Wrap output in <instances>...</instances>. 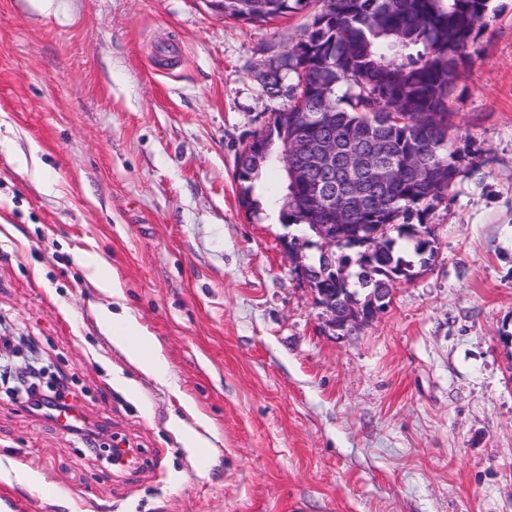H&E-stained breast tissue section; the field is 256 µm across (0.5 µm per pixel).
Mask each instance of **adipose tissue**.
<instances>
[{"label":"adipose tissue","instance_id":"ef3b65f1","mask_svg":"<svg viewBox=\"0 0 512 512\" xmlns=\"http://www.w3.org/2000/svg\"><path fill=\"white\" fill-rule=\"evenodd\" d=\"M101 319L114 344L131 362L159 382H167L168 370L164 358L160 352L149 347L146 338L137 329L131 317H120L105 310L101 313Z\"/></svg>","mask_w":512,"mask_h":512}]
</instances>
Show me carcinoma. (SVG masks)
Returning a JSON list of instances; mask_svg holds the SVG:
<instances>
[{
	"mask_svg": "<svg viewBox=\"0 0 512 512\" xmlns=\"http://www.w3.org/2000/svg\"><path fill=\"white\" fill-rule=\"evenodd\" d=\"M321 2L303 37L288 50L284 69L297 78L290 87L288 121L314 136L331 135L342 147L352 135L364 142L385 140L389 151L377 162L380 174L385 168L398 169L410 155L421 156L427 167L422 184L402 177L377 180L368 169L355 173L357 181H376L370 208L352 220L367 228L345 233V245L356 250L336 255V273L327 271L320 257L309 265L319 302L333 300L359 309L378 298L380 289L393 287V278H413V262L403 256L399 241L424 265L434 255L435 239L424 237L422 225L407 218L444 199L464 173L463 159L452 150L455 125L448 103L459 70L478 55V38L489 27V0ZM307 5L308 0H224V17L263 23ZM291 129L269 131V159L282 154ZM260 167L243 154L238 157L236 178L249 213L258 207L252 181ZM339 192L335 182L297 185L283 201L284 221L312 224L310 207L303 203L310 197L324 209L321 223H336L327 208ZM350 268L366 291L363 301L351 288Z\"/></svg>",
	"mask_w": 512,
	"mask_h": 512,
	"instance_id": "carcinoma-1",
	"label": "carcinoma"
}]
</instances>
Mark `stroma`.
<instances>
[{
  "mask_svg": "<svg viewBox=\"0 0 512 512\" xmlns=\"http://www.w3.org/2000/svg\"><path fill=\"white\" fill-rule=\"evenodd\" d=\"M313 15L0 0V336L14 372L37 351L138 457L106 465L0 388V494L22 512H512V0H490L449 103L472 167L422 215L434 257L345 332L286 248L279 165L253 214L235 177L296 81L274 94L257 71ZM104 308L135 319L168 384L113 345Z\"/></svg>",
  "mask_w": 512,
  "mask_h": 512,
  "instance_id": "1",
  "label": "stroma"
}]
</instances>
